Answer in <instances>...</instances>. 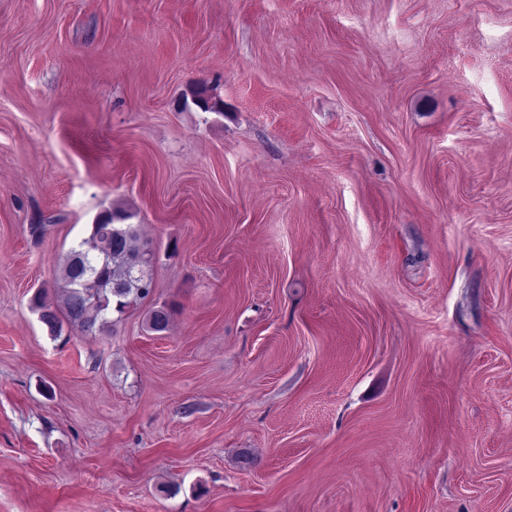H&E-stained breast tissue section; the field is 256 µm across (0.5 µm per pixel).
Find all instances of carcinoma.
<instances>
[{
    "mask_svg": "<svg viewBox=\"0 0 512 512\" xmlns=\"http://www.w3.org/2000/svg\"><path fill=\"white\" fill-rule=\"evenodd\" d=\"M130 218L120 209L100 216L99 224L112 225V249L104 246L98 224L91 225L89 236L71 248L61 267L65 283L61 303L47 301L44 288L35 293L32 308L51 335H61L65 322L87 334L102 331L112 322V312L122 314L131 303L150 297L153 251L150 243L140 241L138 225L126 223ZM170 318L167 308L153 309L147 328L166 332Z\"/></svg>",
    "mask_w": 512,
    "mask_h": 512,
    "instance_id": "cac0c4a2",
    "label": "carcinoma"
}]
</instances>
